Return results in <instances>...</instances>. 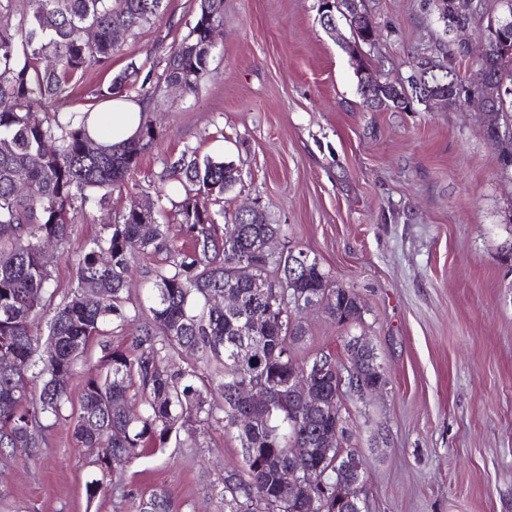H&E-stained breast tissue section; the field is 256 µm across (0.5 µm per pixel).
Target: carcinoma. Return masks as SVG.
<instances>
[{
  "mask_svg": "<svg viewBox=\"0 0 512 512\" xmlns=\"http://www.w3.org/2000/svg\"><path fill=\"white\" fill-rule=\"evenodd\" d=\"M427 3L446 34L481 16L479 2L467 11L459 0ZM166 9V0H0V12L18 16L14 27L0 28V258H9L0 264V349L11 350L16 359L11 372H0V449L27 448L30 455H39L53 423L62 419L77 362L105 325L122 329L132 322L127 297L132 253L126 245L137 240L146 259L168 251L169 267L156 270L150 319L138 330L133 350L103 348L104 373L83 385L74 434L86 447L102 449L95 461L101 476L86 483L87 498L124 492L107 476L129 461L125 449L162 448L182 428L222 423L224 430L236 432L246 462L242 472L224 476V512H343L334 485L336 461L353 452L336 440V430L347 432L342 417L346 390L336 388L329 371L314 384L322 407L307 409L289 390L288 380L318 360L348 375L357 372L358 381L368 387H384L387 380L373 348L356 347L355 337L344 344V361L325 352L298 359L293 344L306 330L294 316L297 304L310 309L322 304L341 326L361 319L358 296L336 286L317 258L289 279L288 262L303 251L285 243L278 254L258 258L256 275L263 287L234 278L235 263L254 256L258 238L288 236L284 225L269 223L262 213L245 218L224 211V193L239 180L232 163L201 162L188 149L168 163L169 179L184 191L175 208L189 243L186 249L170 246L168 228L157 223L160 192L151 201L152 235H143V216L131 209L105 225L104 235L78 255L77 287L56 304L47 321L54 350L44 359L36 357L41 312L54 297L49 291L52 273L41 258L43 247L65 244L76 215L89 201L106 207L156 139L155 128L145 122L134 139L93 154L86 116L73 113L62 121L60 109L87 71L111 63L119 45L114 30L132 35L159 20ZM221 21V6L199 0L194 24L171 46L162 72L146 73L141 96L154 98L170 84L197 92L210 76V32ZM431 50L448 58V71L420 82L437 86L453 78L446 96L450 109L485 74L496 78L498 86L512 87V30L487 38L484 61L467 86L453 64V56L465 57L467 49L439 42ZM350 58L366 107L405 112L420 102L414 92L415 72L406 78L407 92L391 100L388 86L365 88L361 70L370 68L368 57L352 50ZM131 77L126 72L115 76L96 97L124 95ZM37 112L43 113L40 122L30 123L29 116ZM497 117L501 121L488 125L486 132L507 171L512 168V137L499 139V130L512 125V98L499 104ZM17 169L27 176L22 190L13 181ZM202 195L218 209L201 205ZM91 280L100 292L86 295L83 284ZM226 290L240 301L231 317L210 305L214 294ZM182 348L200 352L211 369L160 367L162 358ZM33 377L41 381L37 391L29 387ZM216 379L226 393L246 382L265 389L269 402L254 406L226 398L224 406L215 408L205 391ZM133 389L140 396L137 412L128 405ZM285 467L299 469L313 496L287 502L280 498L279 477ZM138 508L173 512V502L160 491L140 501Z\"/></svg>",
  "mask_w": 512,
  "mask_h": 512,
  "instance_id": "cac0c4a2",
  "label": "carcinoma"
}]
</instances>
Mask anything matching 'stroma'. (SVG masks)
Listing matches in <instances>:
<instances>
[{"label":"stroma","instance_id":"stroma-1","mask_svg":"<svg viewBox=\"0 0 512 512\" xmlns=\"http://www.w3.org/2000/svg\"><path fill=\"white\" fill-rule=\"evenodd\" d=\"M379 30L374 72L397 81L417 52L447 37L478 46L477 26L444 35L425 0H364ZM318 0H223L210 77L149 102L157 141L108 208L78 215L66 249L51 252L57 296L77 285L78 252L133 202L179 200L165 163L183 150L233 162L235 211L260 203L292 247L315 255L355 292L360 321L303 313L304 358L344 359L348 337L373 347L387 385L343 399L348 447L364 461L368 512H512V170L503 171L475 103L411 112L364 107L348 54L321 26ZM198 0L125 36L109 67L88 72L66 106L99 111L98 86L129 67L149 70L181 41ZM136 264L130 305L147 319L155 270ZM134 326L98 337L79 362L63 420L39 456L0 455V512H136L167 492L176 512H223L224 476L244 466L234 433L215 424L140 448L121 471L123 493L87 499L96 449L73 434L84 381L103 371V346L128 348Z\"/></svg>","mask_w":512,"mask_h":512}]
</instances>
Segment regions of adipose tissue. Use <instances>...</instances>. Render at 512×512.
Listing matches in <instances>:
<instances>
[{
  "mask_svg": "<svg viewBox=\"0 0 512 512\" xmlns=\"http://www.w3.org/2000/svg\"><path fill=\"white\" fill-rule=\"evenodd\" d=\"M143 106L124 97L106 101L102 111L90 113L87 132L97 143L110 146L133 139L144 120Z\"/></svg>",
  "mask_w": 512,
  "mask_h": 512,
  "instance_id": "adipose-tissue-1",
  "label": "adipose tissue"
}]
</instances>
